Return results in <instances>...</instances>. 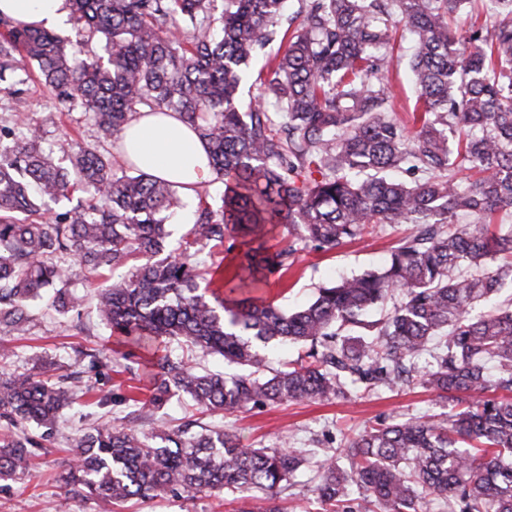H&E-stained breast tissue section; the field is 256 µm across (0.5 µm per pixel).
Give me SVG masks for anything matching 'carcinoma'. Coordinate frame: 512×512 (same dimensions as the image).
I'll return each instance as SVG.
<instances>
[{
  "instance_id": "cac0c4a2",
  "label": "carcinoma",
  "mask_w": 512,
  "mask_h": 512,
  "mask_svg": "<svg viewBox=\"0 0 512 512\" xmlns=\"http://www.w3.org/2000/svg\"><path fill=\"white\" fill-rule=\"evenodd\" d=\"M67 2L68 36L0 16V94L18 98L32 64L115 143L133 113L176 112L224 192L192 188V240L174 248L168 221L185 194L172 182L72 138L48 144L13 113L0 125V335L25 334L48 294L57 312L78 310L73 268L106 269L97 309L112 331L241 367L226 376L166 355L149 398H126L137 410L177 396L231 414L415 382L462 408L349 438L348 466L318 462L312 491L330 512H428L435 499L444 512H512V303L474 312L512 287V228L491 229L512 209V0ZM478 4L488 27L472 21ZM400 27L414 39L408 124L392 117ZM277 39L285 52L264 55ZM279 224L293 241L270 253ZM378 224L412 225L384 267L326 282L291 312L254 296L297 253L334 250ZM228 236L248 246L247 264L224 293L200 288L191 248ZM287 343L309 349L269 367L267 352ZM112 353L91 355L84 380H53L51 365L0 373V419L15 429L0 442V478L27 472L62 412L112 369ZM69 448L70 485L102 512L180 490L247 491L239 512H253L252 499L282 512L276 500L307 461L286 441L245 446L218 425H106Z\"/></svg>"
}]
</instances>
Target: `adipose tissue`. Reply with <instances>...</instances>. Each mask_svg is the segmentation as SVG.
Masks as SVG:
<instances>
[{
    "mask_svg": "<svg viewBox=\"0 0 512 512\" xmlns=\"http://www.w3.org/2000/svg\"><path fill=\"white\" fill-rule=\"evenodd\" d=\"M68 11L67 0H0V15L26 26L57 23ZM121 145L140 170L175 185L213 177L204 143L177 113H136L122 132Z\"/></svg>",
    "mask_w": 512,
    "mask_h": 512,
    "instance_id": "obj_1",
    "label": "adipose tissue"
}]
</instances>
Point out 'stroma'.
I'll use <instances>...</instances> for the list:
<instances>
[{
    "label": "stroma",
    "mask_w": 512,
    "mask_h": 512,
    "mask_svg": "<svg viewBox=\"0 0 512 512\" xmlns=\"http://www.w3.org/2000/svg\"><path fill=\"white\" fill-rule=\"evenodd\" d=\"M59 102L39 82L28 83L19 98H0V121L8 120L12 110L24 112L29 121L42 126L49 143L71 137L94 144L99 149L112 147L97 128L79 112L59 111ZM407 233L403 224L382 225L379 233L345 243L329 252L299 253L292 268L284 274H270L260 293L279 308L288 309L310 299L322 282L339 275H350L380 267L390 248ZM111 275L105 271L77 272L74 286L86 296L80 312L60 315L40 310L26 335L10 337L12 355L0 360V370L38 371L41 364L54 363L58 374L83 371L86 352L107 345L114 350V368L105 372L92 396L79 400L60 418L47 450L37 458L30 471L19 478L0 479V512H99L95 498L74 495L65 483L71 452L69 437L108 423H123L130 411L128 396L148 398L157 360L163 356H189L202 367L224 370L223 361L190 352L172 342L146 350L112 333L96 309L94 292L106 287ZM450 402L436 393L414 384L396 391L381 390L366 395L351 393L332 402L307 405H268L221 417L195 410L189 404L174 401L157 411L143 412L136 426L151 431L157 424L175 429L192 422L194 431L224 426L242 443L274 446L289 439L306 450L310 460L340 453L348 438L365 427L383 420L393 422L409 415H435L450 409ZM231 502H222L203 494L182 491L123 504V512H232Z\"/></svg>",
    "instance_id": "35a3bbf8"
}]
</instances>
